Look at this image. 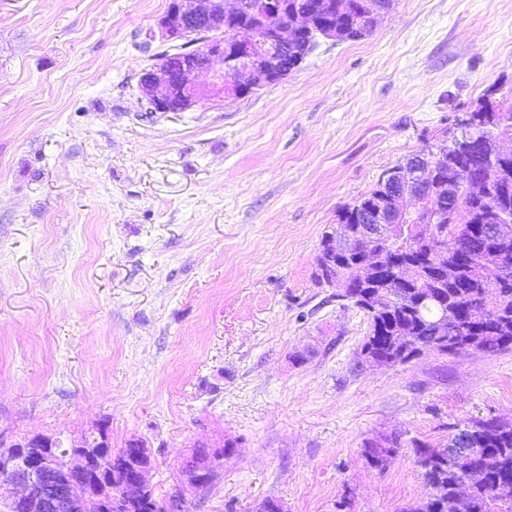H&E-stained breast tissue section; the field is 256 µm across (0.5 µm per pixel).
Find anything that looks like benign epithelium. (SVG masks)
Returning a JSON list of instances; mask_svg holds the SVG:
<instances>
[{
    "label": "benign epithelium",
    "instance_id": "obj_1",
    "mask_svg": "<svg viewBox=\"0 0 512 512\" xmlns=\"http://www.w3.org/2000/svg\"><path fill=\"white\" fill-rule=\"evenodd\" d=\"M393 0H376L367 15L365 34H371L378 20L388 13ZM332 0H318L312 12L299 11L288 14V0H261L254 6L249 0H170L161 22L162 36L170 40H184V52L159 59L153 68L143 72L139 80L142 98L147 111L184 112L204 96V89L197 83L200 72L209 69L213 60L219 59L224 70L214 75L212 91L234 99L249 96L258 90L276 84L287 76L278 66L280 55L297 39L317 28L318 18L330 8ZM206 36L202 45L193 48L195 38ZM234 45V54L226 57L225 41ZM512 155V137L499 135L494 138L485 161L491 167L497 158ZM438 155L433 152L418 155L409 161L412 184L401 192L390 188L391 181L384 180L389 188V204L380 205L366 214L364 223L339 233H333L328 246L333 253L353 255L360 265L353 276L365 279L375 272L373 251L380 241L393 243L399 240L400 219L411 215L415 219L418 240L430 244L440 253L448 250L447 241L440 236L439 225L456 222L460 212L462 189H477L485 184L480 175L454 166L448 171V195L432 207L425 206L436 177L434 163ZM507 274L500 263H488L483 268L486 282L494 286ZM318 286L341 289L345 299L356 298L348 288L349 282L329 274L315 279ZM0 481L4 480L22 488V494L8 502L10 512H70L83 502L89 477L100 469L117 470L125 460L127 449L116 453L99 454L88 449L87 441L72 442L66 455L76 457L77 464L66 468L67 478L61 482L54 477L51 463L45 456H36L31 463L20 468L16 461L25 448H44L48 451L64 447L56 435L35 434L20 438L8 437L0 432ZM448 458L455 467L470 473L477 467L484 470L495 466L492 457H480L468 448L461 437L447 448ZM219 464L207 456L185 464L183 486L164 503L152 499L151 512H184L185 491H201L209 487L216 477ZM119 471V470H117ZM148 474L144 471L128 473L124 470L113 475V491L124 504L132 503L146 493ZM456 512H472L469 482L464 480L456 490Z\"/></svg>",
    "mask_w": 512,
    "mask_h": 512
}]
</instances>
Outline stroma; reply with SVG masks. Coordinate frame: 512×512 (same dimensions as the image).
I'll return each mask as SVG.
<instances>
[{"instance_id": "stroma-1", "label": "stroma", "mask_w": 512, "mask_h": 512, "mask_svg": "<svg viewBox=\"0 0 512 512\" xmlns=\"http://www.w3.org/2000/svg\"><path fill=\"white\" fill-rule=\"evenodd\" d=\"M169 3L0 0V431L142 440L159 499L194 441L226 447L185 512H403L416 445L512 422V350L368 366L315 258L389 168L512 98V0H394L279 83L151 114Z\"/></svg>"}]
</instances>
